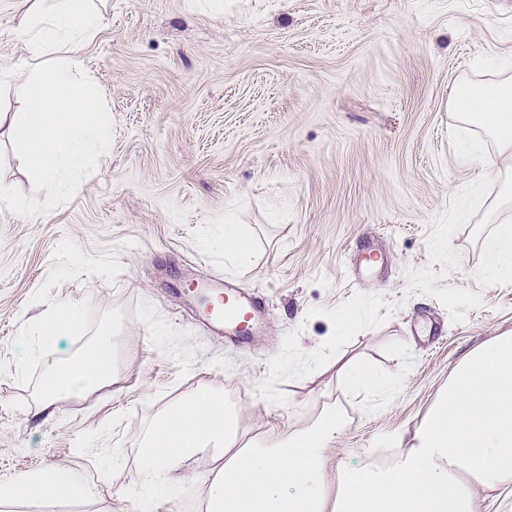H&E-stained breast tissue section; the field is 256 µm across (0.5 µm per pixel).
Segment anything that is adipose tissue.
Returning <instances> with one entry per match:
<instances>
[{"mask_svg": "<svg viewBox=\"0 0 512 512\" xmlns=\"http://www.w3.org/2000/svg\"><path fill=\"white\" fill-rule=\"evenodd\" d=\"M21 34L25 56L0 63V79L23 69L31 78L22 114L0 113L14 150L40 185L54 190L67 172L98 166L90 143L110 132L89 94L80 56L102 17L85 0H26ZM463 122L482 128L512 159V77L463 84L448 101ZM239 412L214 388H199L164 410L147 428L139 475L172 495L183 464L208 450L224 463L207 486L206 512H479V491L512 487V336L474 347L458 363L412 443L388 468L344 470L329 484L327 451L343 417L327 411L306 430L274 441L239 443ZM75 474L48 469L0 483V499H81Z\"/></svg>", "mask_w": 512, "mask_h": 512, "instance_id": "1", "label": "adipose tissue"}]
</instances>
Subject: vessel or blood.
<instances>
[{"instance_id": "1", "label": "vessel or blood", "mask_w": 512, "mask_h": 512, "mask_svg": "<svg viewBox=\"0 0 512 512\" xmlns=\"http://www.w3.org/2000/svg\"><path fill=\"white\" fill-rule=\"evenodd\" d=\"M210 306L206 314L210 326L225 333L229 342L248 346L255 324L263 317V302L246 289L232 285L212 286L206 298Z\"/></svg>"}]
</instances>
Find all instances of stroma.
I'll use <instances>...</instances> for the list:
<instances>
[{
  "label": "stroma",
  "instance_id": "1",
  "mask_svg": "<svg viewBox=\"0 0 512 512\" xmlns=\"http://www.w3.org/2000/svg\"><path fill=\"white\" fill-rule=\"evenodd\" d=\"M103 15L82 66L112 123L104 163L49 195L0 139V482L60 467L80 500H0V512H205L219 452L187 461L184 491L148 497L145 430L201 386L243 412L244 439L276 440L330 409L346 423L326 474L409 440L472 348L512 335V275L488 280V244L512 219L493 139L448 108L461 83L512 62V0H91ZM19 0H0V60L24 55ZM251 238L224 255V227ZM115 256L114 282L80 275L59 301L122 309L119 365L101 389L42 409L17 383L13 340L47 304L32 294L63 240ZM382 267L361 266L364 249ZM266 304L245 350L206 326L212 276ZM393 376L356 394L339 366Z\"/></svg>",
  "mask_w": 512,
  "mask_h": 512
}]
</instances>
